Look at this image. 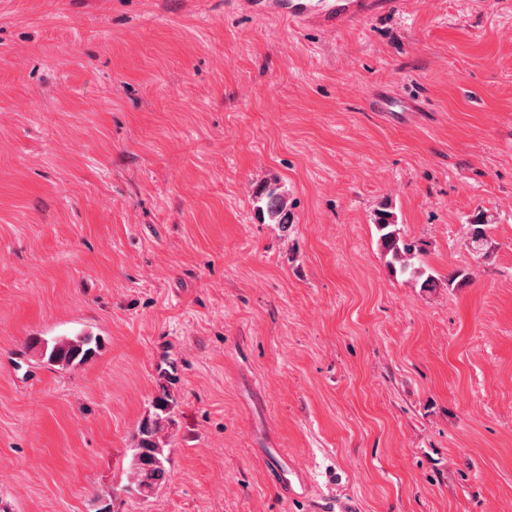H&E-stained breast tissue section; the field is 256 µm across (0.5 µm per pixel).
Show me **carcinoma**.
<instances>
[{"instance_id":"1","label":"carcinoma","mask_w":512,"mask_h":512,"mask_svg":"<svg viewBox=\"0 0 512 512\" xmlns=\"http://www.w3.org/2000/svg\"><path fill=\"white\" fill-rule=\"evenodd\" d=\"M254 199L257 210L266 215L271 223H289L285 191L278 184H263L256 190ZM374 224L384 254L389 257L388 264L392 271L398 270L409 275L422 288L436 287L438 280L422 266L415 264L421 248L402 236L393 213L386 209L379 210ZM487 230L488 222L480 214L468 224V244L477 255L487 254ZM100 347V338L90 333L52 340L35 336L29 345L42 361L60 369L74 368L87 362L96 355ZM160 376L165 383L160 385L158 394L153 399L152 409L139 421L137 444L129 463V477L137 492L144 497L153 495L170 478L166 438L169 429L175 424V402L167 382L173 376L166 368L160 369Z\"/></svg>"}]
</instances>
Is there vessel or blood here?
I'll return each instance as SVG.
<instances>
[{
    "label": "vessel or blood",
    "mask_w": 512,
    "mask_h": 512,
    "mask_svg": "<svg viewBox=\"0 0 512 512\" xmlns=\"http://www.w3.org/2000/svg\"><path fill=\"white\" fill-rule=\"evenodd\" d=\"M399 4L400 0H245L256 18L312 26L326 34L364 21L379 11L397 8Z\"/></svg>",
    "instance_id": "1"
}]
</instances>
